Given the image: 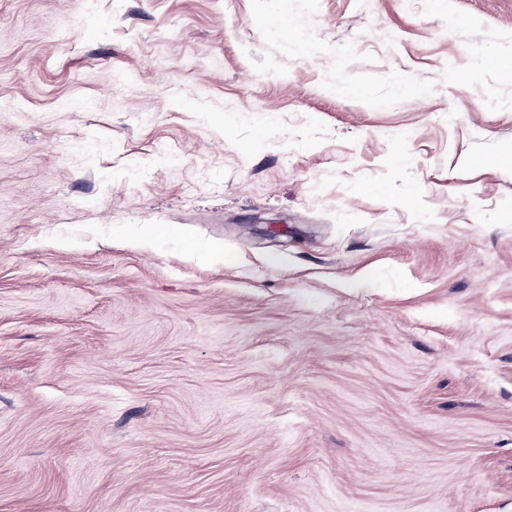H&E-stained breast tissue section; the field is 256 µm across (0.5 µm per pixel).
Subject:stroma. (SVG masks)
Segmentation results:
<instances>
[{
    "label": "stroma",
    "instance_id": "obj_1",
    "mask_svg": "<svg viewBox=\"0 0 512 512\" xmlns=\"http://www.w3.org/2000/svg\"><path fill=\"white\" fill-rule=\"evenodd\" d=\"M0 512H512V0H0Z\"/></svg>",
    "mask_w": 512,
    "mask_h": 512
}]
</instances>
